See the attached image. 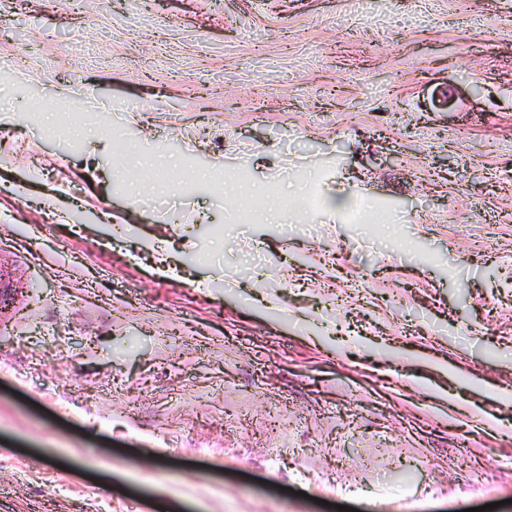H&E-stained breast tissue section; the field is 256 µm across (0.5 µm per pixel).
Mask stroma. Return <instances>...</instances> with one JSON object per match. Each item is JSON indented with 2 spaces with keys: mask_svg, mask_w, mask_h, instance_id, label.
<instances>
[{
  "mask_svg": "<svg viewBox=\"0 0 512 512\" xmlns=\"http://www.w3.org/2000/svg\"><path fill=\"white\" fill-rule=\"evenodd\" d=\"M0 242V512H512V0H0Z\"/></svg>",
  "mask_w": 512,
  "mask_h": 512,
  "instance_id": "1",
  "label": "stroma"
}]
</instances>
